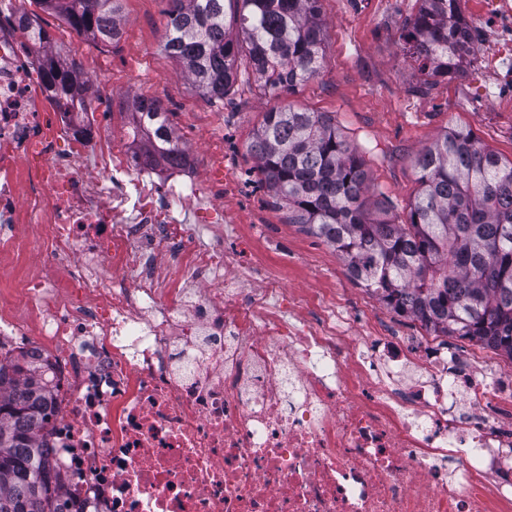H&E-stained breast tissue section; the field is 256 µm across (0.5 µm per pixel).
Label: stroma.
Listing matches in <instances>:
<instances>
[{"label":"stroma","mask_w":512,"mask_h":512,"mask_svg":"<svg viewBox=\"0 0 512 512\" xmlns=\"http://www.w3.org/2000/svg\"><path fill=\"white\" fill-rule=\"evenodd\" d=\"M25 10L48 32V52L79 79L103 75L111 95L125 102L163 99L182 144L201 155L200 173L215 191V208L200 233L228 246L249 242L255 264L244 276L250 287H260L271 272L288 292L332 297L347 309L361 306L372 323L398 336L423 334L419 322L350 280L335 250L289 221L287 208L261 183L249 145L273 107L331 113L348 139L368 146L364 164L373 215L403 221L418 189L414 158L448 128L471 130L512 159V99L490 95V40H483L481 55L471 56L460 75L428 82L398 44L415 0H323L325 63L317 77L296 93L274 96L244 75L219 102L198 93L164 51L166 0H123L113 42L78 36L35 0H27Z\"/></svg>","instance_id":"stroma-1"}]
</instances>
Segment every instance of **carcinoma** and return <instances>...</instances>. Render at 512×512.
<instances>
[{
  "instance_id": "1",
  "label": "carcinoma",
  "mask_w": 512,
  "mask_h": 512,
  "mask_svg": "<svg viewBox=\"0 0 512 512\" xmlns=\"http://www.w3.org/2000/svg\"><path fill=\"white\" fill-rule=\"evenodd\" d=\"M79 35L119 36L121 0H40ZM398 41L429 78L456 72L473 50L457 0H416ZM164 50L205 96L222 101L250 72L261 90L296 88L324 65L322 0H167ZM244 41L229 38L226 22ZM57 104L74 102L68 74L38 59ZM145 154L182 151L157 101L132 102ZM261 183L336 250L353 280L435 336H458L512 361V160L471 131L450 128L415 157L419 191L400 223L372 220L366 146L325 112L291 105L264 114L250 145ZM53 397L39 368L0 360V512H59L56 475L38 441Z\"/></svg>"
}]
</instances>
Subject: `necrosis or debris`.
<instances>
[{"label":"necrosis or debris","instance_id":"4bbe7bcc","mask_svg":"<svg viewBox=\"0 0 512 512\" xmlns=\"http://www.w3.org/2000/svg\"><path fill=\"white\" fill-rule=\"evenodd\" d=\"M23 7L0 0V259L67 277L14 281L0 359L40 364L53 391L62 512H512V371L272 274L246 289L239 254L198 239L213 193L196 154L147 162L110 113L35 89ZM479 15L491 88L511 94L512 0ZM47 126L67 154L33 152Z\"/></svg>","mask_w":512,"mask_h":512}]
</instances>
